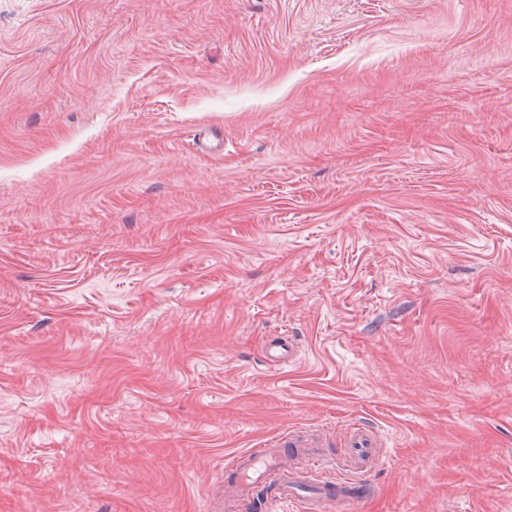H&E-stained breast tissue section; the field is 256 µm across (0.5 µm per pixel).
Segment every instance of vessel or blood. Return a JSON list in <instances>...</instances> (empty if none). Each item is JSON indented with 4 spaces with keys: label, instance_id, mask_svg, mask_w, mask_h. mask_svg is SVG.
I'll return each instance as SVG.
<instances>
[{
    "label": "vessel or blood",
    "instance_id": "b4317fda",
    "mask_svg": "<svg viewBox=\"0 0 512 512\" xmlns=\"http://www.w3.org/2000/svg\"><path fill=\"white\" fill-rule=\"evenodd\" d=\"M297 345L288 337L270 340L265 355L277 366L291 364ZM306 435L287 433L278 442L236 455L226 467L234 512H252L259 491H266L265 508L295 506L296 512H326L328 506H349L362 501L369 486L367 476L381 454V436L359 421L346 426L342 442L350 464L345 475L331 477L325 464L314 460L305 470L288 466L287 460L301 449L314 447Z\"/></svg>",
    "mask_w": 512,
    "mask_h": 512
}]
</instances>
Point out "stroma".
Segmentation results:
<instances>
[{"instance_id": "stroma-1", "label": "stroma", "mask_w": 512, "mask_h": 512, "mask_svg": "<svg viewBox=\"0 0 512 512\" xmlns=\"http://www.w3.org/2000/svg\"><path fill=\"white\" fill-rule=\"evenodd\" d=\"M357 419L361 512H512V0H0V512ZM297 344L287 336L276 337L268 343L265 349L267 360L277 366H287L294 362L293 356L297 351Z\"/></svg>"}]
</instances>
